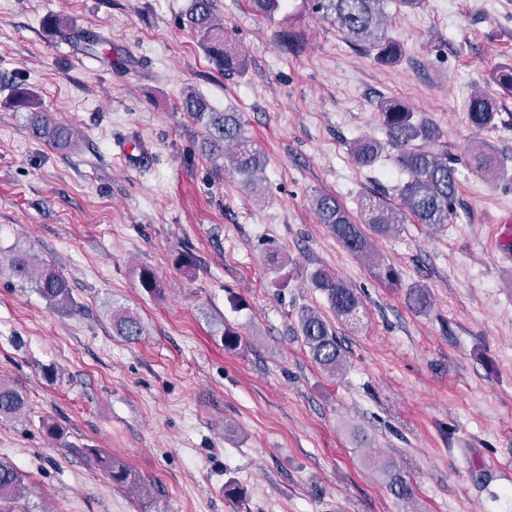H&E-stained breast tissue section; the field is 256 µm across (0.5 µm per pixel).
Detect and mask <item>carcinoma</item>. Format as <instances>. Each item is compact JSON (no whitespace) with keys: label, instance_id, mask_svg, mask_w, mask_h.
Segmentation results:
<instances>
[{"label":"carcinoma","instance_id":"cac0c4a2","mask_svg":"<svg viewBox=\"0 0 512 512\" xmlns=\"http://www.w3.org/2000/svg\"><path fill=\"white\" fill-rule=\"evenodd\" d=\"M289 0H250L252 8L272 20L288 9ZM312 9L331 20L343 38L358 47L383 66L399 63L403 56L401 45L385 31L386 8L389 0H310ZM187 25L195 31L208 53L215 70L221 74L240 72L243 60L232 50L224 31L216 27L212 0H190L186 11ZM47 25L68 38L82 41L86 49L95 52V43L73 31L58 19ZM490 78L499 88L512 94V64L495 69ZM8 104L27 112L25 127L29 134L54 147H68L74 143L71 128L57 122L52 114L38 110L32 92L25 85L14 87ZM180 107L198 122L204 124L207 143L224 147V168L244 177L252 192H258L252 174L265 164V156L256 141L249 137L238 112H215L205 98L189 92L183 96ZM380 119L386 140L361 137L350 148L352 160L361 167L373 166L385 148L396 153L398 165L409 179L399 193V205L387 207L381 201L363 205L366 218L363 223L354 220L342 203L333 195L321 194L314 202L320 223L326 225L336 240L350 253L368 262L375 279L387 288L402 287L401 273L392 264L378 257L372 237L394 233L411 216L417 224L442 226L456 212L458 179L452 145L447 136L421 113L398 99L379 103ZM497 105L483 93L474 94L467 105V119L471 126L485 129L494 125ZM468 167L480 173H495L501 167L497 152L484 143H477L467 154ZM11 270L22 283L32 284L33 290L58 313L73 311L74 302L67 279L52 265H35L23 253L11 260ZM310 281L325 297L336 318L344 322L359 319L363 303L347 284L333 273L317 268L310 273ZM406 303L413 312L423 313L431 305L428 289L416 285L407 288ZM112 329L128 343L137 342L143 334L139 318L127 310L112 312ZM298 329L304 346L315 364L334 377L345 366L342 345L332 326L316 309L302 307L298 311ZM27 411L26 398L9 384L0 381V419L19 420ZM110 479L126 485L140 495H148L153 486L115 459L96 458ZM388 476L387 485L396 499L411 502L414 491L398 473L383 464ZM23 489V477L12 464L0 461V501L16 500Z\"/></svg>","mask_w":512,"mask_h":512}]
</instances>
